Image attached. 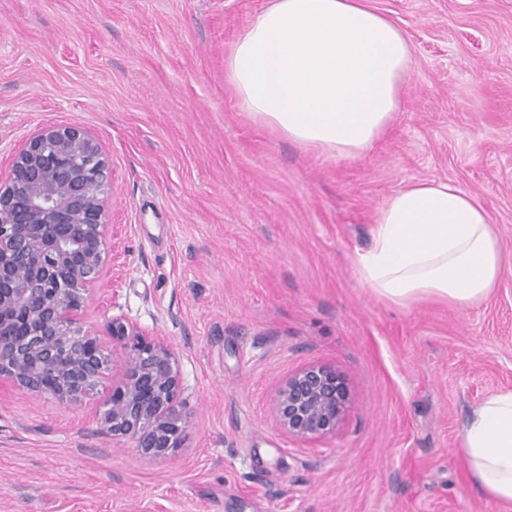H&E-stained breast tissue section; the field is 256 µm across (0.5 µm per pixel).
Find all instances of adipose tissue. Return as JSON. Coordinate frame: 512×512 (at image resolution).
Returning <instances> with one entry per match:
<instances>
[{
	"instance_id": "adipose-tissue-1",
	"label": "adipose tissue",
	"mask_w": 512,
	"mask_h": 512,
	"mask_svg": "<svg viewBox=\"0 0 512 512\" xmlns=\"http://www.w3.org/2000/svg\"><path fill=\"white\" fill-rule=\"evenodd\" d=\"M411 63L405 33L369 0H269L225 56L224 79L253 120L303 149L355 158L400 112ZM355 267L393 304L432 296L462 309L507 271L487 212L450 181L394 192ZM459 446L472 484L512 512V389L472 407Z\"/></svg>"
}]
</instances>
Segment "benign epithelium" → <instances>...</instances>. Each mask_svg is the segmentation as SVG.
I'll return each mask as SVG.
<instances>
[{"label": "benign epithelium", "mask_w": 512, "mask_h": 512, "mask_svg": "<svg viewBox=\"0 0 512 512\" xmlns=\"http://www.w3.org/2000/svg\"><path fill=\"white\" fill-rule=\"evenodd\" d=\"M112 190L108 157L75 124L39 127L0 168V387L70 406L98 398L103 434L163 459L183 447L192 422L174 352L118 315L108 326L109 354L82 320L113 256ZM112 355L123 369L106 386ZM347 401L334 369L310 366L278 390L276 419L292 438H321L336 430Z\"/></svg>", "instance_id": "obj_1"}]
</instances>
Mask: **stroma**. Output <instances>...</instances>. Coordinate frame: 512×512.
Here are the masks:
<instances>
[{"label":"stroma","mask_w":512,"mask_h":512,"mask_svg":"<svg viewBox=\"0 0 512 512\" xmlns=\"http://www.w3.org/2000/svg\"><path fill=\"white\" fill-rule=\"evenodd\" d=\"M265 0H0V158L73 123L112 166L114 257L83 319L122 314L175 352L184 448L144 458L98 405L0 392V512H498L459 448L512 389V271L478 306H406L359 280L379 208L450 181L512 268V0H371L411 44L408 91L364 156L307 151L243 112L224 56ZM324 365L336 431L279 427L277 391Z\"/></svg>","instance_id":"obj_1"}]
</instances>
